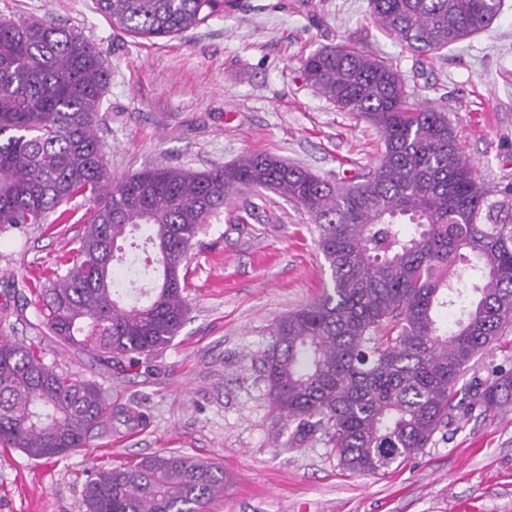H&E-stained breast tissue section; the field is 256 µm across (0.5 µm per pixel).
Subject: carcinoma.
Here are the masks:
<instances>
[{
	"instance_id": "obj_1",
	"label": "carcinoma",
	"mask_w": 512,
	"mask_h": 512,
	"mask_svg": "<svg viewBox=\"0 0 512 512\" xmlns=\"http://www.w3.org/2000/svg\"><path fill=\"white\" fill-rule=\"evenodd\" d=\"M112 28L150 39L217 12L212 0H97ZM400 44L437 53L487 29L501 0H369ZM304 80L370 124L383 144L372 172L340 184L268 154L197 171L157 165L115 178L96 119L107 61L47 20H0V228L45 224L70 200L96 205L65 271L30 286L33 316L63 347L137 366L168 347L188 316L181 267L238 187L271 191L315 224L330 284L279 318L262 358L273 409L291 441L321 432L342 468L401 465L448 425L449 411L512 404V369L457 387L512 323V178L488 184L460 151L448 113L409 100L392 62L343 42L300 60ZM145 227L158 278L145 301L116 285L131 229ZM477 294L452 324L441 313ZM457 403H452V398ZM139 416L112 410L96 383L60 372L41 346L0 341V444L62 458L96 430ZM224 468L174 452L88 471L86 512H206Z\"/></svg>"
}]
</instances>
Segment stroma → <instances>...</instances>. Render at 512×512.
Instances as JSON below:
<instances>
[{"mask_svg":"<svg viewBox=\"0 0 512 512\" xmlns=\"http://www.w3.org/2000/svg\"><path fill=\"white\" fill-rule=\"evenodd\" d=\"M0 19H50L95 45L110 79L97 134L112 175L152 165L206 170L268 153L346 183L383 145L356 115L306 84L302 56L352 39L390 58L413 100L445 106L463 153L486 181L512 176V0L488 29L434 55L384 34L368 0H236L188 31L151 40L114 31L97 0H0ZM264 201L266 218L246 217ZM95 204L65 223L0 231V336L34 341L58 370L101 384L141 422L104 428L62 459L0 454V512H85V472L163 451L223 464L208 512H512V406L452 411L447 427L399 468L342 469L320 437L289 445L260 359L274 322L317 299L329 275L313 226L271 192L234 190L195 239L184 270L188 318L148 366H107L34 326L35 295L70 256Z\"/></svg>","mask_w":512,"mask_h":512,"instance_id":"stroma-1","label":"stroma"}]
</instances>
